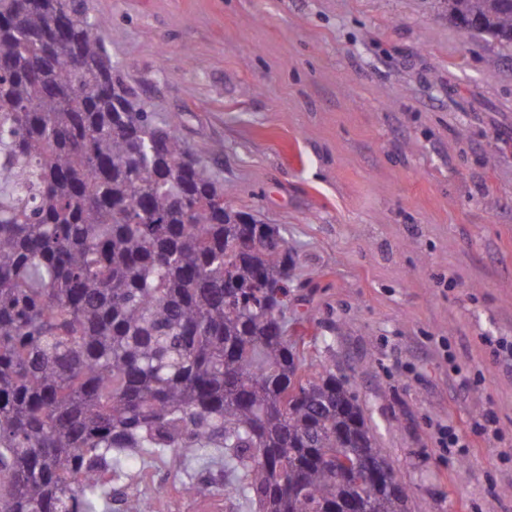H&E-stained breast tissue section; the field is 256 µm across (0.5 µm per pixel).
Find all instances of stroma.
Here are the masks:
<instances>
[{"mask_svg":"<svg viewBox=\"0 0 512 512\" xmlns=\"http://www.w3.org/2000/svg\"><path fill=\"white\" fill-rule=\"evenodd\" d=\"M118 77L295 259L288 333L355 395L411 512H512V44L437 0H87ZM494 415L498 438L472 425ZM453 427L459 446L439 441ZM165 472L153 512H255ZM205 483L196 496L188 484Z\"/></svg>","mask_w":512,"mask_h":512,"instance_id":"1","label":"stroma"}]
</instances>
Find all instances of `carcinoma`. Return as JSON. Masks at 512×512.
<instances>
[{"mask_svg":"<svg viewBox=\"0 0 512 512\" xmlns=\"http://www.w3.org/2000/svg\"><path fill=\"white\" fill-rule=\"evenodd\" d=\"M439 2L512 43V0ZM106 25L87 0H0V512H96L104 472L209 448L256 512H409L354 397L252 287L290 292L280 228L241 223L154 123Z\"/></svg>","mask_w":512,"mask_h":512,"instance_id":"1","label":"carcinoma"}]
</instances>
